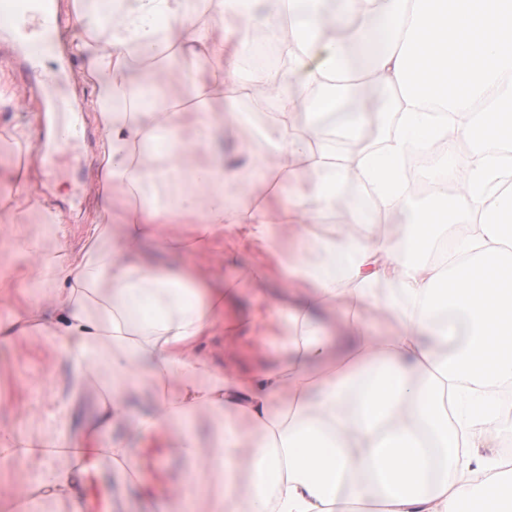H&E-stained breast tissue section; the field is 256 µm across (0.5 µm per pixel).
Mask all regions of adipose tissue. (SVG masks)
Wrapping results in <instances>:
<instances>
[{"label": "adipose tissue", "instance_id": "obj_1", "mask_svg": "<svg viewBox=\"0 0 512 512\" xmlns=\"http://www.w3.org/2000/svg\"><path fill=\"white\" fill-rule=\"evenodd\" d=\"M208 0L215 23L191 0H71L81 36L71 51L97 87L91 107L104 134L98 158L103 194L79 253L67 264L42 253L46 302L31 304L1 336L36 327L70 364L64 401L43 438L46 457L19 449L0 468L34 463L25 493L83 512L78 483L106 459L116 478L137 463L132 438L163 430L207 476L199 512H512V458L497 450L499 387L512 385V0ZM291 28L293 43L271 92L224 59L256 50L251 26ZM344 36L328 34V26ZM367 65L355 70L353 55ZM217 66L192 86L203 110L155 112L141 73L149 59L192 69ZM367 82L374 108L353 112L361 133L369 113L394 112L396 131L382 150L340 156L320 121L335 114L340 89ZM274 111L265 131L280 172L308 177L288 200L235 198L245 169L224 158L197 166L213 133L242 119V99ZM482 141L498 155L472 152L462 190L436 181L418 206L407 169L412 149L428 153ZM367 184L372 209L344 208L341 235L320 234L336 210V185ZM201 195L205 206L191 200ZM402 226L388 238L383 225ZM247 233L264 264L221 284L201 266L176 271L139 256L144 240L172 251L206 250ZM283 284L271 311L225 323L240 284ZM390 313L375 335L362 313ZM284 336L278 364L245 371L236 356L216 367L204 351L212 336H250L258 327ZM101 389L84 446L69 453L71 405ZM149 392L153 410L132 415L130 396ZM213 426L208 447L194 430ZM125 428L103 456L99 433ZM252 491L238 496L240 456Z\"/></svg>", "mask_w": 512, "mask_h": 512}]
</instances>
